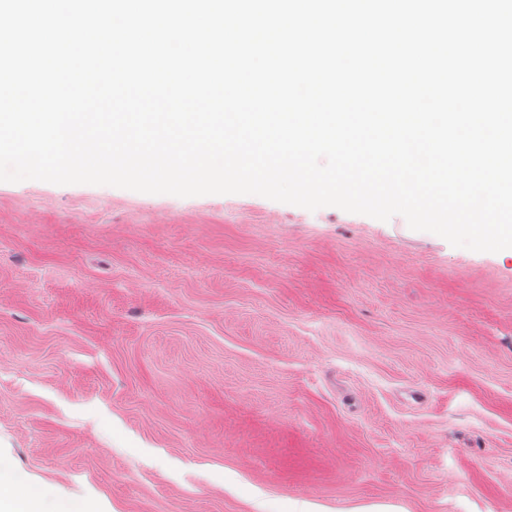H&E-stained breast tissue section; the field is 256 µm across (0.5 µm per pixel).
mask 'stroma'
<instances>
[{"instance_id":"35a3bbf8","label":"stroma","mask_w":512,"mask_h":512,"mask_svg":"<svg viewBox=\"0 0 512 512\" xmlns=\"http://www.w3.org/2000/svg\"><path fill=\"white\" fill-rule=\"evenodd\" d=\"M0 463L89 512H512V250L0 182Z\"/></svg>"}]
</instances>
